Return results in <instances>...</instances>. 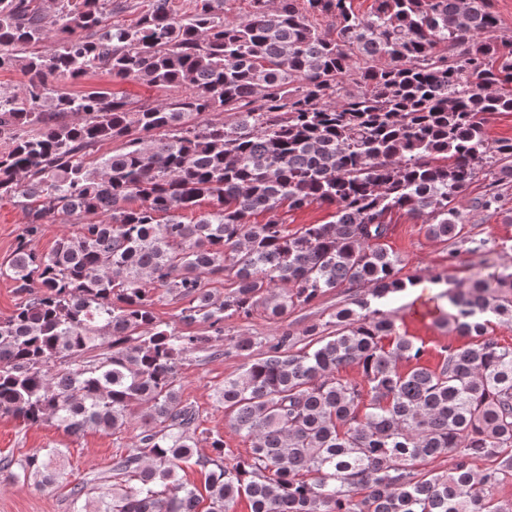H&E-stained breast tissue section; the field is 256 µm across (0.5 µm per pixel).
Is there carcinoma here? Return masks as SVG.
<instances>
[{
	"mask_svg": "<svg viewBox=\"0 0 512 512\" xmlns=\"http://www.w3.org/2000/svg\"><path fill=\"white\" fill-rule=\"evenodd\" d=\"M249 2L240 19L224 0H145L126 25L112 0H0V70L26 78L21 94L0 89V197L28 216L0 265L21 296L0 318V416L76 438L136 429L112 455V494L78 481L72 512H233L242 496L251 512H512L497 495L512 479V345L485 335L512 319V272L445 293L439 325L472 342L443 346L436 369L360 297L300 348L288 332L261 353L230 341L249 360L216 400L246 456L182 400L183 355H223L224 318L279 319L341 287L386 298L406 287L382 244L393 212L462 242L461 193L484 178L473 204L495 212L512 180V138L485 133L512 112V38L492 0H375L368 15L353 0ZM97 70L178 93L133 107L59 90ZM108 141L121 147L93 154ZM314 204L331 220L288 231L280 209ZM74 217L79 235L29 247ZM163 299L188 300L179 322L206 330L160 320ZM355 364L362 382L337 376ZM66 452L6 455L0 471L45 489ZM444 455L448 470L427 468ZM490 141L512 138V112H499L490 116L485 124Z\"/></svg>",
	"mask_w": 512,
	"mask_h": 512,
	"instance_id": "obj_1",
	"label": "carcinoma"
}]
</instances>
